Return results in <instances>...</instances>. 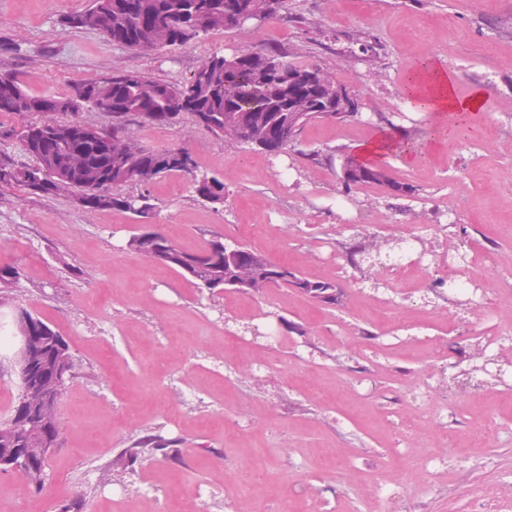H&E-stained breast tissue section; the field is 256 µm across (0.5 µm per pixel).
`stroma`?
<instances>
[{
	"label": "stroma",
	"instance_id": "obj_1",
	"mask_svg": "<svg viewBox=\"0 0 512 512\" xmlns=\"http://www.w3.org/2000/svg\"><path fill=\"white\" fill-rule=\"evenodd\" d=\"M92 0H0V73L16 76L33 94L65 95L72 82L138 70L161 82H183L201 59L242 47L285 53L332 71L355 91L356 118L317 122L303 130L287 165L277 157L222 140L179 115L166 127L133 124V135L154 149H187L197 174L226 187L223 204L199 198L193 177L173 174L127 186L149 195V220L105 209L86 212L73 199L0 187V266L18 279L0 284V312L24 306L63 336L75 361L61 400L65 432L49 460L50 483L34 492L16 473H0V501L37 512L82 500V512H141L139 489L153 482L166 512H183L196 487L217 489L212 512L243 497L281 512H372L371 493L391 473L432 486L430 512H478L459 496L461 485L498 484L512 476V334L492 363L478 358L483 334L512 324V277L494 280L490 316L458 305L447 290L403 286L397 305L379 313L368 264L349 262L363 225L447 222L454 198L448 179L464 178L458 230L468 242L492 244L497 261L512 258V0H287L251 30H217L189 44L139 54L112 46L95 30L64 27L63 16ZM375 44L372 63H353V38ZM446 60L460 95L487 92L479 134L469 149L437 148L420 164L391 161L411 197L377 185L341 195L339 161L331 151L372 138L380 116L406 135L423 138L428 116L408 111L404 80L424 55ZM381 71L369 81V67ZM328 152L312 164L313 150ZM151 229L188 251L214 238L238 242L311 281L335 284L336 304L323 305L293 288L254 294L227 288L199 291L175 269L131 252L126 242ZM335 252L344 274L318 254ZM280 336L271 345L263 334ZM260 363L258 379L244 368ZM433 377L447 404L443 425L427 429L428 448L452 445L459 466L429 476L398 439L410 415L400 403L418 374ZM191 401H184L185 390ZM244 414L248 430L227 433ZM500 429L477 447L487 415ZM161 431L180 441L179 460L143 456L113 498L107 466L137 436ZM364 477L351 482L348 470Z\"/></svg>",
	"mask_w": 512,
	"mask_h": 512
}]
</instances>
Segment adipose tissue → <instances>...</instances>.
<instances>
[{"label": "adipose tissue", "instance_id": "ef3b65f1", "mask_svg": "<svg viewBox=\"0 0 512 512\" xmlns=\"http://www.w3.org/2000/svg\"><path fill=\"white\" fill-rule=\"evenodd\" d=\"M402 96L409 110L430 116L433 127L437 133L442 134L448 128L449 119L459 113H466L471 119L476 118L483 109L487 94L478 89L468 97H459L446 62L442 58L428 55L409 74L402 88ZM400 138L397 130L382 128L371 140L357 146L356 156L365 163L393 158L407 165L417 163L421 157L420 151L401 144Z\"/></svg>", "mask_w": 512, "mask_h": 512}]
</instances>
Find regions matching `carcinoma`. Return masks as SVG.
<instances>
[{
    "label": "carcinoma",
    "mask_w": 512,
    "mask_h": 512,
    "mask_svg": "<svg viewBox=\"0 0 512 512\" xmlns=\"http://www.w3.org/2000/svg\"><path fill=\"white\" fill-rule=\"evenodd\" d=\"M255 0H93L92 7L80 14L63 17L62 22L74 29L89 28L108 37L111 29H123L115 46L135 50L140 42H154L165 47L168 29L177 27V44L184 45L219 29H231L242 16L252 15ZM344 88L335 76L316 65L287 62L276 53H249L239 49L230 55L214 52L204 59L187 82H158L136 73L129 81L126 73L112 74L70 85V93L34 95L27 92L17 78L0 75V137H15L22 150L35 159V165H17L0 161V184L18 185L42 195H57L55 175L64 169L70 178L71 191L80 192L82 207L95 212L123 209L141 218L154 210L147 195L125 196L118 188L134 182H148L176 173H193L186 165L191 160L182 150H158L143 145L129 131L133 123L148 122L163 127L181 113L201 114L206 127L217 137L227 127L239 131L241 143L255 146L271 155L289 147L288 105L304 98L312 103L308 123L336 120V89ZM62 102L67 112L77 113L90 107L112 118V127L93 128L79 121H58L54 114ZM49 114L41 122H26L21 127L4 120H22L31 114ZM118 134L129 141L121 157L111 155L106 140ZM347 160L340 170L345 190L353 186L376 184L395 195L414 193L413 188L394 178L386 164H367L356 160L347 147L336 149ZM196 194L214 204L224 203V181L203 175L194 177ZM130 250L152 258L165 254L168 266L191 279L199 289L213 291L228 287L233 276L248 272L255 283L270 282L276 266L259 254L234 243L233 257L224 254V241L212 240L198 252H190L176 240L163 234L142 242L131 237ZM26 335L40 352L41 366L35 380L48 385L52 381L51 363L72 359L63 336L39 316L25 308L18 309ZM13 418L19 422H40L41 442H53L63 422L45 420L39 408L21 401L11 404L0 422ZM152 448L164 459L180 457L179 440L148 431L119 450L109 463L116 475H128L143 455Z\"/></svg>",
    "instance_id": "1"
}]
</instances>
